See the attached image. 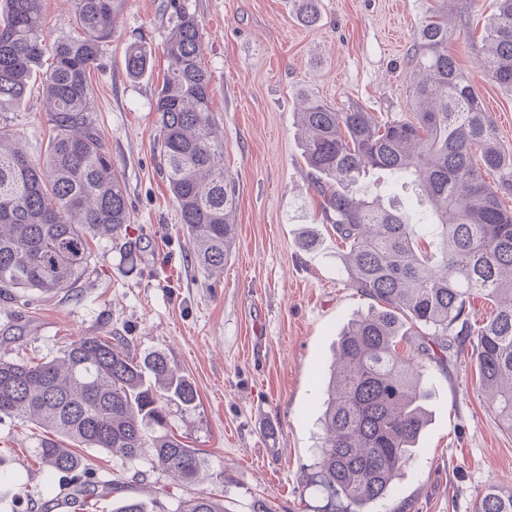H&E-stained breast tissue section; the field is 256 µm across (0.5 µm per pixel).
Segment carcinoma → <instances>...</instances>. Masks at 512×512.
Instances as JSON below:
<instances>
[{"mask_svg":"<svg viewBox=\"0 0 512 512\" xmlns=\"http://www.w3.org/2000/svg\"><path fill=\"white\" fill-rule=\"evenodd\" d=\"M412 60V118L377 121L360 107L337 109L316 96L300 112L303 153L328 223L346 245L352 286L376 302L342 331L330 366L322 436L312 483L345 512H373L403 476L427 424L428 373L450 339L476 337L480 388L512 431V210L486 175L504 171L492 113L485 111L448 53L447 0H432ZM83 35L51 46L43 72L55 135L43 162L0 147V295L11 288L55 294L88 272V237L112 238L129 221L127 189L90 118L88 76L112 38L123 0H74ZM202 26L182 8L166 37L168 66L156 94L159 154L192 245L194 263L224 273L233 240L235 187L224 171V134L211 115L210 75L201 63ZM42 0H0V112L19 107L46 45ZM479 67L512 89V0H499ZM149 66L142 47L125 59L129 77ZM381 170L429 204L428 218L380 193L360 195L367 172ZM494 304L471 321V299ZM422 341L397 350L404 325ZM192 384L156 353L137 359L123 336H83L38 363L0 358V418L42 426L35 449L48 479L70 497L36 504L96 512L115 483L93 477L78 448L122 459L147 458L185 486L205 459L168 429L166 408L196 406ZM174 512H224L221 500L193 496ZM474 512H512V488L491 483Z\"/></svg>","mask_w":512,"mask_h":512,"instance_id":"1","label":"carcinoma"}]
</instances>
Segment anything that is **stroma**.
I'll use <instances>...</instances> for the list:
<instances>
[{"label":"stroma","mask_w":512,"mask_h":512,"mask_svg":"<svg viewBox=\"0 0 512 512\" xmlns=\"http://www.w3.org/2000/svg\"><path fill=\"white\" fill-rule=\"evenodd\" d=\"M203 28L212 114L224 131V167L236 184L235 241L218 276L191 260L156 151V92L167 66L171 0H124L89 79L92 118L122 174L130 221L118 238L90 239L92 263L76 287L52 296L16 291L0 299V356L37 361L83 336L128 338L137 357L163 353L195 387L196 410L170 406V426L202 450V478L185 488L147 460L85 448L97 475L119 482L98 512L136 497L174 512L187 492L223 499L225 512H320L306 482L321 433L318 406L333 349L347 322L372 301L343 272L345 246L324 219L302 155L303 98L339 109L357 105L378 119L409 117L411 49L427 0H317L315 26L299 0H180ZM497 0H448L449 51L492 112L512 160V90L477 66ZM48 41L76 37L73 0H44ZM150 65L130 78L127 51ZM0 130L33 161L55 131L45 90L33 79L23 105L0 114ZM315 237L313 251L299 245ZM473 341L452 343L430 373L428 425L392 494L377 512H473L489 483L512 487V432L501 427L476 383ZM41 431L0 419V512H25L46 476L34 450ZM147 476L134 482L135 473ZM169 495L157 498L155 486Z\"/></svg>","instance_id":"obj_1"}]
</instances>
